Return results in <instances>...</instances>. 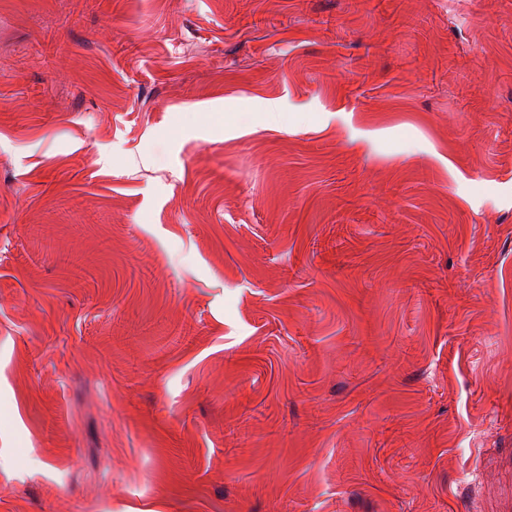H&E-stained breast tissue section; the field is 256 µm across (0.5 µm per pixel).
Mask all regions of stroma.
<instances>
[{"instance_id": "obj_1", "label": "stroma", "mask_w": 512, "mask_h": 512, "mask_svg": "<svg viewBox=\"0 0 512 512\" xmlns=\"http://www.w3.org/2000/svg\"><path fill=\"white\" fill-rule=\"evenodd\" d=\"M0 512H512V0H0Z\"/></svg>"}]
</instances>
